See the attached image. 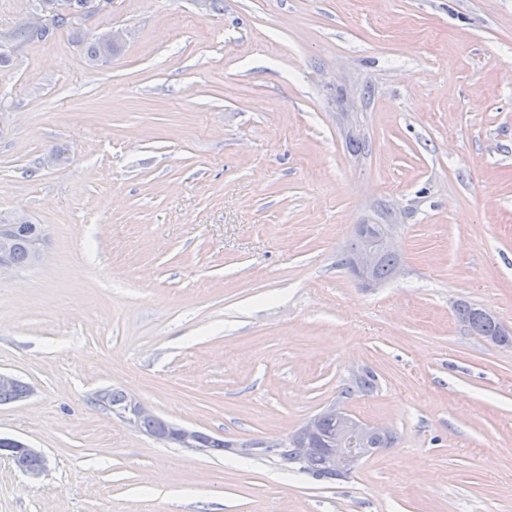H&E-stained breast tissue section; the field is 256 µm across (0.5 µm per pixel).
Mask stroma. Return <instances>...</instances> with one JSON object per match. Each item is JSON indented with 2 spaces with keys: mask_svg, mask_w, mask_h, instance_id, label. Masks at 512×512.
I'll return each mask as SVG.
<instances>
[{
  "mask_svg": "<svg viewBox=\"0 0 512 512\" xmlns=\"http://www.w3.org/2000/svg\"><path fill=\"white\" fill-rule=\"evenodd\" d=\"M0 66V213L44 227L0 277V371L33 394L0 434V512H512V0H111ZM65 161L48 163L54 151ZM394 225L400 275L339 267ZM394 447L320 480L271 454L166 444L118 389L225 440L285 436L338 400ZM108 36L112 37V41L117 42L108 41L104 39V35L99 36V34L86 37V54L89 60L93 62L106 61L120 49L122 43L119 41L123 39L124 32L112 29V33ZM482 308L474 307L466 302L461 303L457 308L458 318L469 323L477 335L491 339L498 345H512V336L505 331L504 326L499 320L493 317L484 316L481 311ZM377 387L375 375L367 371L356 381L349 380L341 392V397L350 399L353 396H365L373 393ZM0 446L8 452L6 457L12 462L14 467L32 478H38L48 467V459L42 451L33 448L25 442L0 435ZM34 457L40 460L39 469L29 468H34L38 465V460Z\"/></svg>",
  "mask_w": 512,
  "mask_h": 512,
  "instance_id": "stroma-1",
  "label": "stroma"
}]
</instances>
